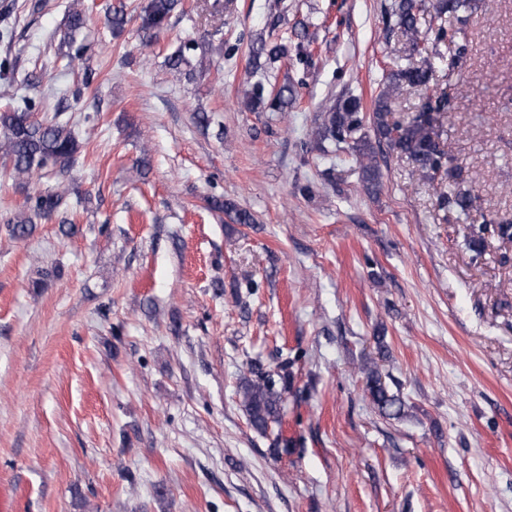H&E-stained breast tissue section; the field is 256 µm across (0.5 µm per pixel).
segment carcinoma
I'll list each match as a JSON object with an SVG mask.
<instances>
[{"label":"carcinoma","mask_w":512,"mask_h":512,"mask_svg":"<svg viewBox=\"0 0 512 512\" xmlns=\"http://www.w3.org/2000/svg\"><path fill=\"white\" fill-rule=\"evenodd\" d=\"M179 0H149L141 19L145 32L160 30ZM430 10L431 20L426 31L419 28L420 12ZM471 0H391L386 9V35L405 41L406 51L414 62L400 64L391 69L380 93L374 99L372 115L363 112L360 98H339L325 107L320 122L312 130L304 146L325 150V144L334 150H345L357 165L360 181L369 193L378 190L382 172L377 159V149L384 146L389 152L406 158L419 176L433 181L442 175L452 185L449 191L437 194L439 209L465 217L471 224L468 247L479 257L484 249L485 235L492 234L502 240H512V222L495 223L477 220L478 196L464 185L462 168L457 159L446 152L440 143L441 116L452 107L450 95L429 90L439 64L446 63L445 76L453 83L454 74L467 54V43L462 37L471 15ZM288 56V45H269L260 40L251 50L255 65L260 58L265 63L276 62ZM421 91L415 111L410 116L395 117V101L404 89ZM296 98L292 86L285 84L275 93H265V87L255 84L245 93L246 105L256 112H283ZM35 100H30L26 110L0 112V153L11 164V175L18 179L29 178L44 170L60 173L68 171L77 162L80 145L69 123L56 113L51 117H34ZM371 124L374 137L365 131ZM63 197L54 191H39L29 197V209L36 217L56 211ZM210 206L222 210L236 224L254 223L253 215L239 208L229 199H213ZM366 387L372 402L379 411L398 418L403 412L401 398L387 390L375 369L365 371ZM288 388V374L255 372L254 378L245 379L240 387L243 406L249 422L265 434L274 424L280 423L282 395Z\"/></svg>","instance_id":"carcinoma-1"}]
</instances>
